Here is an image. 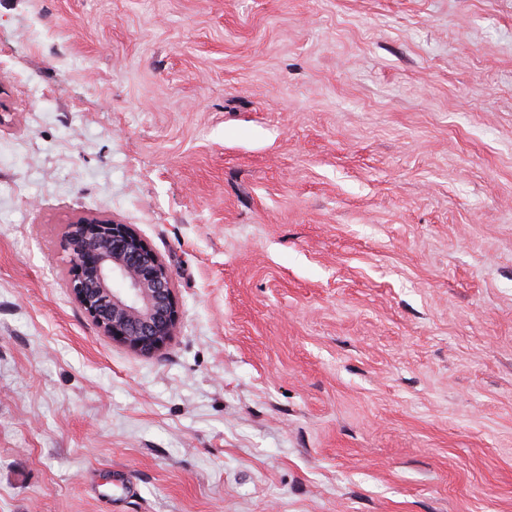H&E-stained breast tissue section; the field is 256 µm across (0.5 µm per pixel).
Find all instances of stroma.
Listing matches in <instances>:
<instances>
[{
	"label": "stroma",
	"instance_id": "stroma-1",
	"mask_svg": "<svg viewBox=\"0 0 512 512\" xmlns=\"http://www.w3.org/2000/svg\"><path fill=\"white\" fill-rule=\"evenodd\" d=\"M0 512H512V0H0ZM61 248L69 263L66 288L101 336L141 356L176 336L173 272L133 225L82 216L67 225Z\"/></svg>",
	"mask_w": 512,
	"mask_h": 512
}]
</instances>
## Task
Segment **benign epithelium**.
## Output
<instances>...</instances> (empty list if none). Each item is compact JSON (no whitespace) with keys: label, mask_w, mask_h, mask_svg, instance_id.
I'll list each match as a JSON object with an SVG mask.
<instances>
[{"label":"benign epithelium","mask_w":512,"mask_h":512,"mask_svg":"<svg viewBox=\"0 0 512 512\" xmlns=\"http://www.w3.org/2000/svg\"><path fill=\"white\" fill-rule=\"evenodd\" d=\"M61 248L69 263L66 288L100 335L141 356L176 336L173 272L133 225L82 216L67 225Z\"/></svg>","instance_id":"obj_1"}]
</instances>
